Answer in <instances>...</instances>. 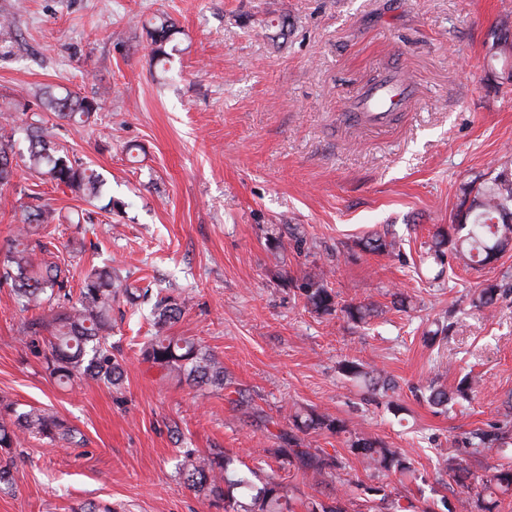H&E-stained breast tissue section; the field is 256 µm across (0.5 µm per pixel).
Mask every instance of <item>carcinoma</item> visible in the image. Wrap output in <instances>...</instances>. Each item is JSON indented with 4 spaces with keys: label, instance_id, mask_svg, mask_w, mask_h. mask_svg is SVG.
Here are the masks:
<instances>
[{
    "label": "carcinoma",
    "instance_id": "carcinoma-1",
    "mask_svg": "<svg viewBox=\"0 0 512 512\" xmlns=\"http://www.w3.org/2000/svg\"><path fill=\"white\" fill-rule=\"evenodd\" d=\"M512 21L504 17L493 29V41L487 56L493 59L512 54L509 32ZM146 32L151 40V60L166 72L170 54L166 45L179 34L176 26L163 16L148 21ZM40 108L60 119L82 123L98 109V103L67 90L61 94L47 91L40 99ZM29 147L14 162L15 128L0 127V187L11 185L17 167L24 166L57 187H65L78 197L92 202L101 196L103 181L99 173L80 159L72 157L45 133L41 120L28 124ZM457 223L452 231L435 234V242L428 249L429 257L444 262L445 256L469 263L486 265L512 251V168L500 167L487 181L469 183ZM23 226L10 249L0 259V287L10 288L21 310H40L56 304L58 311L52 317L40 313L31 316L26 331L43 337L47 352L45 360L50 375L61 385L75 381L93 380L120 389L124 370L112 353L108 338L112 335V301L116 291L113 281L118 279L112 267L94 266L80 279L79 288L71 285L70 270L52 260V242L47 240L49 225L62 223L63 216L44 205L24 206ZM43 259L36 260V255ZM497 288L489 285L472 296V307L483 310L494 304ZM132 303L154 300L151 334L143 342L142 359L157 369L163 380H175L191 387L208 386L224 389V365L214 354L195 339L168 334L173 323L183 312L182 303L172 296L152 297L149 288H124ZM305 304L319 314L336 311V294L319 273L308 275L303 288ZM343 372L356 381L366 383L386 398L388 407L397 412L395 385L367 368L357 360L342 363ZM293 428L277 436L278 445L264 452L297 470H312L333 474L341 461L322 448H305L300 435L310 431H326L347 435L349 451L362 458L373 475L393 479L399 484L418 483L424 476L414 466L410 455L402 448H391L383 441L363 432L348 429L347 425L328 414L309 408H300L292 417ZM46 439L50 443L65 442L71 446L84 443L82 432L61 420L47 409L20 408L18 404L0 398V491L13 489L12 467L16 463L13 449L22 447L24 437ZM470 454L478 455L495 448L512 446V412L488 429L478 428L466 437ZM236 455L222 448L206 453L187 449L180 456L176 473L180 483L195 493L207 508L220 507L224 512H288L287 486L274 479L256 485L250 475L239 468ZM438 466L453 475L459 483L469 477L463 459L454 455H440ZM497 489L512 493V468L500 469L492 475ZM382 494L390 512H416L412 500L400 494L386 493L385 486L370 488ZM464 512H495L497 502L476 493L461 500Z\"/></svg>",
    "mask_w": 512,
    "mask_h": 512
}]
</instances>
